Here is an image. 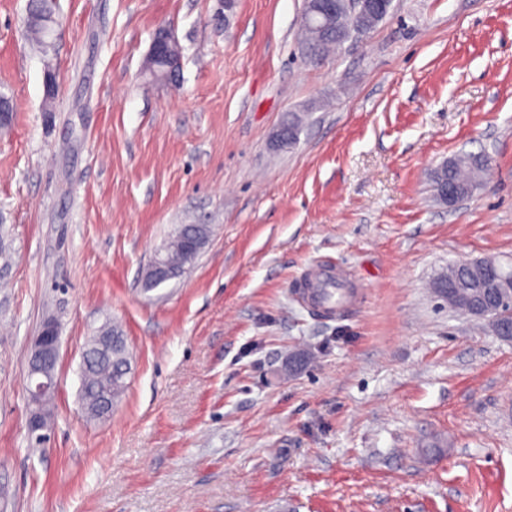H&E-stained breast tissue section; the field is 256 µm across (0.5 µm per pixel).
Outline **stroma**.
<instances>
[{
  "instance_id": "stroma-1",
  "label": "stroma",
  "mask_w": 512,
  "mask_h": 512,
  "mask_svg": "<svg viewBox=\"0 0 512 512\" xmlns=\"http://www.w3.org/2000/svg\"><path fill=\"white\" fill-rule=\"evenodd\" d=\"M28 3L0 0V512H512V340L431 288L512 266V0H393L317 65L304 0H54L44 54ZM161 29L173 82L143 70ZM465 153L491 164L450 207L433 175ZM183 224L208 243L146 289ZM320 261L348 271L334 315L294 294ZM107 324L131 373L95 420L80 367ZM60 349L58 326L48 319L31 343V356L27 368V393L30 406L29 432L33 436L43 429L47 415L48 397L55 393V371L49 368L57 364Z\"/></svg>"
}]
</instances>
